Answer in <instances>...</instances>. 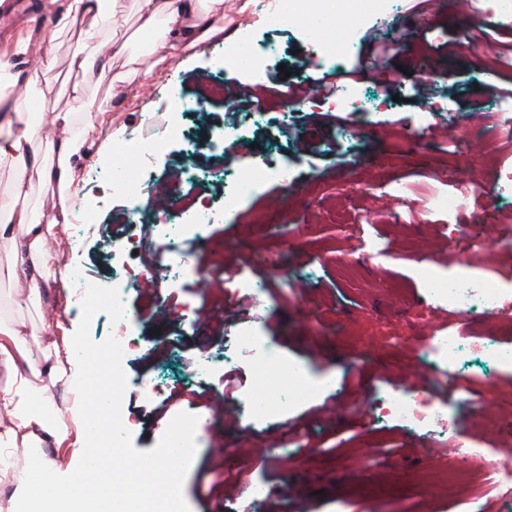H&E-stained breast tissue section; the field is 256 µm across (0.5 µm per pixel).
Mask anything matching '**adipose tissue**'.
<instances>
[{"label":"adipose tissue","instance_id":"ef3b65f1","mask_svg":"<svg viewBox=\"0 0 512 512\" xmlns=\"http://www.w3.org/2000/svg\"><path fill=\"white\" fill-rule=\"evenodd\" d=\"M135 14L143 28L154 31L149 53L155 61H164L181 47L203 41L218 30L224 16V0H66L61 25H78L84 43H97L102 30L119 24L127 14ZM7 101L0 92V103ZM10 102V101H7ZM15 115L13 122L0 124V166L11 174L10 190L0 198V239L12 241L11 271L33 292H41L48 282L46 272L54 264L51 251L43 244L50 232L49 225L33 221L25 201L29 195V174L39 171L45 182L57 187L60 202H67L73 186V163L85 154L96 126L93 112L95 101L82 84H74L68 109L60 113L63 125L80 123L77 136L61 140L50 163L39 161L27 146L38 138L42 129L33 124L23 101L10 102ZM0 359L10 369L13 381L0 392V401L12 405L15 421L12 427L0 432V446H10L17 431L27 438H37L39 432L64 441V412L55 408L46 387L35 385L31 377L34 365L24 357L16 330L0 329Z\"/></svg>","mask_w":512,"mask_h":512}]
</instances>
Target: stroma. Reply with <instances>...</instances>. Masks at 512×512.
<instances>
[{"label":"stroma","mask_w":512,"mask_h":512,"mask_svg":"<svg viewBox=\"0 0 512 512\" xmlns=\"http://www.w3.org/2000/svg\"><path fill=\"white\" fill-rule=\"evenodd\" d=\"M259 3L224 0L222 31L167 59L146 80L131 76L133 63L121 37L104 33L108 62L125 75L114 84L71 71L77 31L58 28L60 0H0V60L9 61L13 71L27 72L30 59L42 56L35 41L27 54H17L19 37L58 30L53 67L41 70L37 84L20 82L14 89L37 107L43 134L32 148L45 157L69 133L55 116L74 83L105 108L107 121L94 141L109 146L126 137H150L161 128L167 93L193 101L206 84L223 80L225 44L272 48L260 76L237 74L261 99L263 111L229 107L223 96L190 110L185 122L204 141H224L232 128L245 126L242 138L252 148L240 153L237 163L285 154L297 187L288 191L265 182L188 242L197 274L178 285L183 309L160 305L151 288H131L127 304L137 316L134 333L141 348L125 364L123 424L135 448L147 451L156 446L170 415L206 419L183 484L189 512H220L243 503L253 504L255 512H458L482 471L512 458V434L495 432L484 420L490 408L499 423L512 424V367L501 366L494 355L512 348V320L490 317L460 329L454 371L469 384V399L456 401L440 391L421 355L424 344L446 334L454 321L447 305L429 299L436 280L464 268L512 293V194L470 198L452 215L431 207L435 195L452 191V177L488 186L500 169L512 170V141L475 147L467 139L488 128L499 112L512 110V97L503 94L512 86V67L487 77L486 45L473 35L477 15L487 12L491 0H473L465 9L456 0H427L419 14L397 0L395 16L382 23L354 16L356 34L375 25L387 38L411 25L426 36L380 59L375 68L361 45L347 51V58H361L365 65L357 83L364 99L376 97L382 74L389 71L393 100L339 121L309 91V77L324 71L311 61L312 35L254 22ZM421 56L435 60L426 77L412 72ZM287 79L296 94L292 109L270 92ZM415 116L427 119L419 136L410 124ZM223 164V151L187 158L176 143L146 177L149 185L170 187V203L188 209L203 198L221 201ZM91 166L88 160L76 163L80 190L69 202L94 207L97 221L80 229L54 224L50 250L57 268L108 287L119 273L111 245L126 218L125 202ZM479 221L487 226L489 246L462 252L450 245L449 224ZM11 248L0 239V320L22 331L23 351L32 362L75 369L72 335L81 312L71 286L54 281L41 294L31 293L13 277ZM203 277L209 289L199 287ZM241 279L260 288L259 304L238 292ZM243 327L253 328L280 359L303 368L312 391L308 399L289 401L292 383L286 376L263 377L248 363L231 360L233 336ZM204 351L216 369L201 379L196 363ZM229 373L243 376L244 385L228 394L221 378ZM149 377L168 386L166 397L143 396L139 384ZM51 393L65 410L69 436L59 443L44 435L42 452L66 475L79 462L84 428L73 384L59 381ZM255 393L281 402V410L248 418L245 401ZM409 393L427 394L447 412L451 430H414L394 419L356 415L371 410L382 395ZM458 442L484 450L482 467L456 454ZM218 466L227 483L217 498L199 503L193 493L199 477ZM245 466L247 480L235 481ZM257 485L275 490V497L253 499Z\"/></svg>","instance_id":"35a3bbf8"}]
</instances>
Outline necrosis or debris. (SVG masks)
I'll use <instances>...</instances> for the list:
<instances>
[{"instance_id": "obj_1", "label": "necrosis or debris", "mask_w": 512, "mask_h": 512, "mask_svg": "<svg viewBox=\"0 0 512 512\" xmlns=\"http://www.w3.org/2000/svg\"><path fill=\"white\" fill-rule=\"evenodd\" d=\"M343 2L344 0H264L259 20L269 27L292 26L300 22L313 28H332L336 25ZM167 107L172 119L150 141L130 137L118 143L119 153L132 159L134 165L130 168L114 169L108 175L107 181L113 194L124 197L128 215L124 235L112 246L113 260L119 262L133 251L145 250L146 242L138 234L137 228L147 223L152 224L155 229L154 244L157 250L173 256L172 262L164 266L143 264L125 267L122 276L113 280V287L124 294L133 285L147 280L153 283L158 299L163 304L170 305L176 299L177 283L195 273L184 246L185 240L193 238L203 225L213 223L219 211L236 209L265 181L275 180L283 185H290L292 171L287 158L257 159L233 167L220 205L215 206L204 201L188 212L176 209L167 214H146L142 205L144 196L149 192L143 175L145 165L165 156L170 144L175 142L187 144L196 151L205 148L203 142L192 138L182 122L185 101L172 94L167 98ZM433 293L435 298L446 301L465 319L476 320L486 315L512 310V301H505L502 289L489 280L475 279L464 271L451 280L438 283ZM235 345L241 360L259 369L276 367L293 383L303 382L305 373L302 368L276 362L268 345L263 344L253 331H237ZM380 411L405 422L413 429L440 427L444 424L442 416L431 402L418 395L384 397Z\"/></svg>"}]
</instances>
